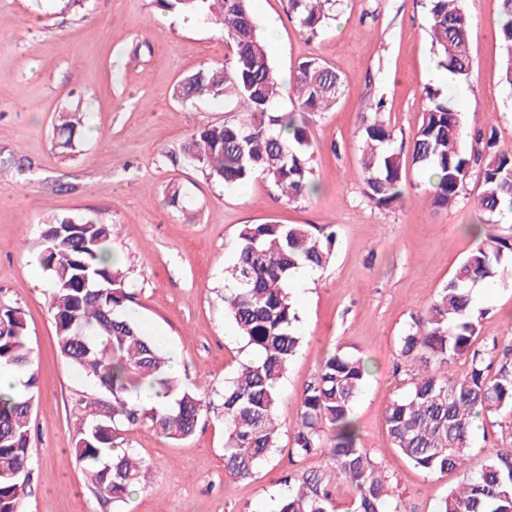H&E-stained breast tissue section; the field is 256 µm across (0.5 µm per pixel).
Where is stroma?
<instances>
[{
    "label": "stroma",
    "instance_id": "stroma-1",
    "mask_svg": "<svg viewBox=\"0 0 512 512\" xmlns=\"http://www.w3.org/2000/svg\"><path fill=\"white\" fill-rule=\"evenodd\" d=\"M427 0H336L315 37L288 16V0H251L278 74L316 55L350 81L334 108L309 117L318 194L298 204L278 200L262 177L227 189L183 156L204 124L234 122L237 109L200 98L179 104L174 85L229 50L212 27L175 18L153 0H0V297L17 303L28 323L39 391L32 414L34 470L26 512H272L289 476L325 473L322 455L290 456L301 395L323 357L341 349L364 357L371 374L354 403L360 442L381 466L407 512H436L457 473L427 474L393 448L385 412L411 368L398 353L412 316L475 250L468 229L486 223L473 199L477 176L445 209L430 204L428 177L409 167L407 193L390 209L363 195L359 140L363 113L381 110L396 143L410 145L421 123L425 89L451 95L464 134L492 126L497 148L512 153V90L502 80L496 0H465L471 18V85H444L428 34ZM84 112L86 129L72 152L55 145L58 115ZM179 183V207L166 200ZM99 217L112 229L138 322L164 337L189 387L222 385L242 355L224 314L225 269L242 224L333 225L331 262L312 286L295 293L303 344L281 384L275 408L278 450L252 479L224 469L221 404L204 413L193 436L165 437L149 425L124 427V446L152 469L150 487L126 502L104 503L75 458L77 431L98 388L57 352L51 285L39 262L40 226L54 218ZM481 310L477 347L512 334V265ZM472 469L512 447V417L486 415L473 432Z\"/></svg>",
    "mask_w": 512,
    "mask_h": 512
}]
</instances>
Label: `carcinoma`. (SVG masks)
<instances>
[{
	"mask_svg": "<svg viewBox=\"0 0 512 512\" xmlns=\"http://www.w3.org/2000/svg\"><path fill=\"white\" fill-rule=\"evenodd\" d=\"M155 2L165 13L192 16L218 28L232 50L224 63L203 67L174 88L181 102L209 96L234 102L242 112L236 122L196 129L184 147L187 161L226 187L262 176L277 189L278 199L290 204L316 194L307 116L334 106L348 89V79L322 58L309 56L292 74L297 110L277 112L280 84L251 22V0ZM333 2L289 0L290 13L300 29L316 33ZM429 2L428 28L438 64L467 83L473 70L471 20L463 0ZM497 4L503 82L512 90V0ZM462 124L451 98L425 91L408 160L394 148L393 131L380 113L362 116L358 136L367 202L378 209L401 203L410 162L429 174L435 208L456 200L476 168V208L491 218L512 212V153L498 151L495 132L481 129L470 145H463ZM82 127L81 113L61 116L57 146L63 153L73 150ZM484 228L483 243L456 266L400 337V355L412 370L405 393L390 403L385 416L392 445L413 467L462 476L436 512H512V448L499 450L476 472L468 466L475 423L492 410L512 412V341L502 347L496 341L488 348L475 347L483 312L475 309L471 292L512 261V235L499 234L493 220ZM110 237L111 225L100 218L62 217L40 231V263L52 286L50 309L59 352L104 395L89 402L75 442L89 484L114 504L125 501L135 488L148 486L150 465L121 446V427L146 423L172 440H185L216 399L224 408L225 468L234 480L253 478L278 449L274 411L280 382L303 340L288 281L298 268L316 271L329 262L335 233L312 224L239 225L224 308L245 356L221 389L205 393L171 372L162 341L147 336L127 317L133 293L122 266L104 259ZM460 359L468 369L455 379L449 367ZM1 368L15 373L19 389L0 394V512H24L33 475L29 445L38 376L24 313L8 300H0ZM368 375L362 358L342 350L323 359L302 392L291 455L322 454L329 471L354 489L352 512H404L378 461L359 441L353 404ZM273 512H333L327 477L294 476Z\"/></svg>",
	"mask_w": 512,
	"mask_h": 512,
	"instance_id": "obj_1",
	"label": "carcinoma"
}]
</instances>
